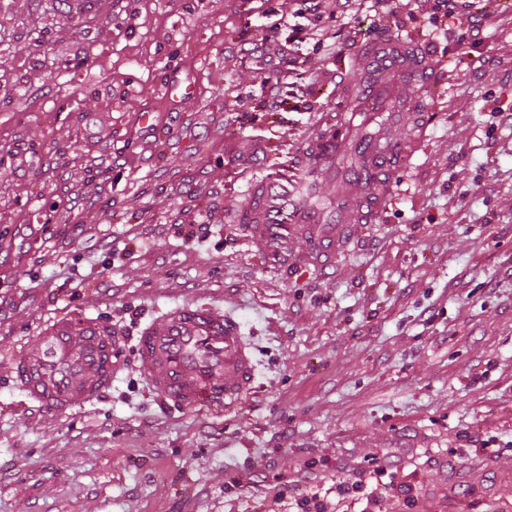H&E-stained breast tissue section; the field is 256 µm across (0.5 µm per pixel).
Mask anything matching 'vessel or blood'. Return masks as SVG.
I'll list each match as a JSON object with an SVG mask.
<instances>
[{"label":"vessel or blood","mask_w":512,"mask_h":512,"mask_svg":"<svg viewBox=\"0 0 512 512\" xmlns=\"http://www.w3.org/2000/svg\"><path fill=\"white\" fill-rule=\"evenodd\" d=\"M369 56L403 64L413 74L425 70L418 54L396 39L371 49ZM382 205L380 187L368 183L363 194L341 195L332 216L309 212L304 226L310 244L307 260L333 257L350 232V222H365ZM299 206L286 187L264 180L254 186L245 218L261 236L284 241L293 227L274 218ZM136 350L151 390L184 409L220 413L252 388L255 359L239 324L204 305L176 307L162 325H147ZM11 369L29 401L62 414L84 406L111 385L112 341L91 320L60 318L25 342L12 356Z\"/></svg>","instance_id":"vessel-or-blood-1"}]
</instances>
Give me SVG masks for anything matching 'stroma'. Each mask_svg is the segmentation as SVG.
<instances>
[{"label": "stroma", "instance_id": "stroma-1", "mask_svg": "<svg viewBox=\"0 0 512 512\" xmlns=\"http://www.w3.org/2000/svg\"><path fill=\"white\" fill-rule=\"evenodd\" d=\"M300 0H0V512H289L284 484L335 501L377 464L410 485L381 512H512V23L460 69L459 28L388 34L422 45L381 107L405 150L376 223L324 268L307 238L240 221L257 179L299 178L340 130L314 196L347 188L367 83L364 5L353 43L313 48ZM278 23L268 109L249 47ZM55 223H46L48 210ZM199 302L241 325L254 388L223 413L159 401L136 337ZM115 339L112 387L52 415L25 406L10 358L48 322ZM493 449L483 452V441Z\"/></svg>", "mask_w": 512, "mask_h": 512}]
</instances>
